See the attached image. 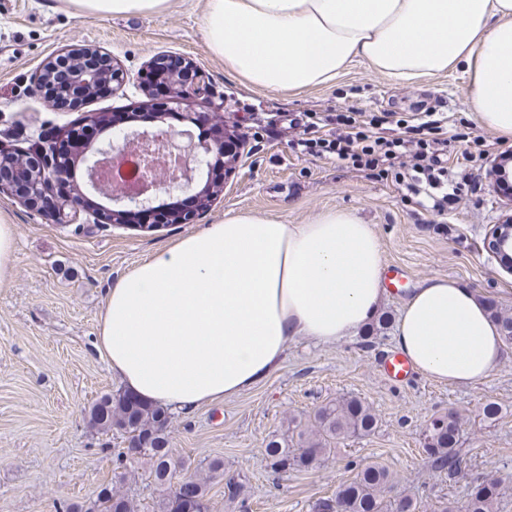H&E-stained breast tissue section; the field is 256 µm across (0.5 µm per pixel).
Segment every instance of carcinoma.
<instances>
[{"label":"carcinoma","instance_id":"carcinoma-1","mask_svg":"<svg viewBox=\"0 0 512 512\" xmlns=\"http://www.w3.org/2000/svg\"><path fill=\"white\" fill-rule=\"evenodd\" d=\"M488 308L498 322L503 339L512 344V313L489 302ZM171 416L168 410L144 403L129 394H106L89 411L91 428L109 433H121L127 446L113 455V465L119 477L125 476L128 465L141 458L148 460L150 476L163 494L156 503V512H209L207 480L188 476L192 495L188 509L181 508L174 479L182 469L170 448ZM379 425L373 407L358 397H343L314 410L309 424L297 433V438L286 439L273 435L264 448L268 467L278 476H288L314 468L332 452V446L353 437H367ZM462 421L458 413L450 410L435 416L427 426L426 448L428 463L436 471L453 477L462 470L464 457L459 448ZM394 480L390 470L380 463L357 469L351 481L338 486L336 491L316 500L314 512H419L420 505L410 497L392 501L389 493ZM504 480L488 475L478 482L465 502L450 507L443 503L440 512H495ZM224 496L231 502L243 498V485L233 478L225 481ZM62 512H137L133 499L114 486L101 488L96 501L87 507L61 504Z\"/></svg>","mask_w":512,"mask_h":512}]
</instances>
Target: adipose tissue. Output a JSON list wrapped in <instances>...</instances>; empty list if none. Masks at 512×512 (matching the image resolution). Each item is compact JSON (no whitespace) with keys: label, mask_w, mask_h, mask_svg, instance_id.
<instances>
[{"label":"adipose tissue","mask_w":512,"mask_h":512,"mask_svg":"<svg viewBox=\"0 0 512 512\" xmlns=\"http://www.w3.org/2000/svg\"><path fill=\"white\" fill-rule=\"evenodd\" d=\"M81 15L167 0H74ZM206 45L249 87L299 93L357 61L395 81L464 68L475 117L512 141V0H207ZM371 225L329 210L305 224L248 213L182 237L108 290L97 351L129 392L183 412L251 389L302 340L355 337L386 298ZM394 340L427 379L467 387L505 342L471 289L445 276L405 298Z\"/></svg>","instance_id":"adipose-tissue-1"}]
</instances>
